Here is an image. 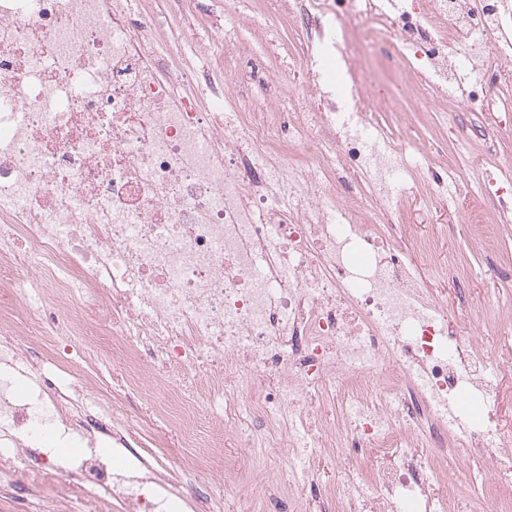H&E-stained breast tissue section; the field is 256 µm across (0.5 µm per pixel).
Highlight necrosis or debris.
I'll list each match as a JSON object with an SVG mask.
<instances>
[{"label":"necrosis or debris","instance_id":"obj_1","mask_svg":"<svg viewBox=\"0 0 512 512\" xmlns=\"http://www.w3.org/2000/svg\"><path fill=\"white\" fill-rule=\"evenodd\" d=\"M203 2L0 0V485L64 444L88 512H168L182 495L160 467L118 473L85 440L129 447L135 389L181 447L218 457L233 440L263 512H512V432L487 377L512 359L463 335L400 204L446 201L475 167L469 223H511L512 116L484 103L480 163L451 166L378 122L396 106L351 64L358 39L383 41L413 103H473L466 71L512 77V0H261L262 42L303 74L264 83L279 112L245 107L259 72ZM357 13L367 26L343 30ZM202 23L216 40L197 69L182 47ZM339 56L344 101L325 77ZM56 348L111 358V409L98 379L46 376ZM450 444L489 495L455 479Z\"/></svg>","mask_w":512,"mask_h":512}]
</instances>
